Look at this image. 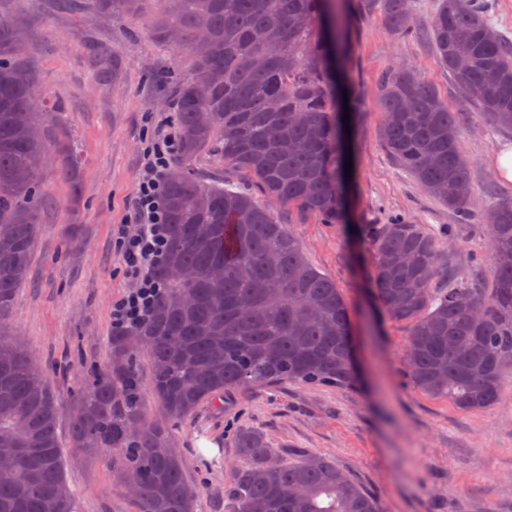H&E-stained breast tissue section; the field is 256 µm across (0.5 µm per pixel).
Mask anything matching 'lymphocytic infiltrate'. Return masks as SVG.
Listing matches in <instances>:
<instances>
[{
  "label": "lymphocytic infiltrate",
  "mask_w": 512,
  "mask_h": 512,
  "mask_svg": "<svg viewBox=\"0 0 512 512\" xmlns=\"http://www.w3.org/2000/svg\"><path fill=\"white\" fill-rule=\"evenodd\" d=\"M174 131L160 129L147 150L146 175L136 188L129 223L115 230L127 290L112 301V331L120 334L138 325L162 289L153 270L167 248L164 208L165 172L176 152Z\"/></svg>",
  "instance_id": "f902f5d3"
}]
</instances>
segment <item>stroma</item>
I'll use <instances>...</instances> for the list:
<instances>
[{
  "label": "stroma",
  "instance_id": "35a3bbf8",
  "mask_svg": "<svg viewBox=\"0 0 512 512\" xmlns=\"http://www.w3.org/2000/svg\"><path fill=\"white\" fill-rule=\"evenodd\" d=\"M417 2L415 38L389 27L382 0L347 4L346 61L337 78L339 110L350 115L346 223L323 224L285 207L276 212L308 262L347 301L358 383L232 390L174 423L196 512H233L228 476L240 463L241 430L262 432L288 462L324 455L382 512H512V376L499 400L480 410L464 411L413 388L401 357L408 327L384 316L373 292L372 252L359 232L363 224L406 217L440 246L445 272L438 286L452 274L489 285L488 264L473 261L489 250L485 236L459 223L381 144L377 79L404 67L418 70L461 120L474 209L512 202V182L493 161L512 145V130L493 126L450 80L427 34L434 0ZM0 15L26 33L25 63L54 124L68 129L80 167L75 185L63 178L59 160L42 171L41 222L13 319L58 398L61 457L79 512H134L118 460L71 448L70 432L79 392L111 358L112 300L127 288L112 230L129 216L155 127L169 122L175 57L151 40L148 15L111 11L97 0H82L75 11L57 9L53 0H0Z\"/></svg>",
  "mask_w": 512,
  "mask_h": 512
}]
</instances>
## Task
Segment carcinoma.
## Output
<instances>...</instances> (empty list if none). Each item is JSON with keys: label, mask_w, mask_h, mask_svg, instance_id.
Listing matches in <instances>:
<instances>
[{"label": "carcinoma", "mask_w": 512, "mask_h": 512, "mask_svg": "<svg viewBox=\"0 0 512 512\" xmlns=\"http://www.w3.org/2000/svg\"><path fill=\"white\" fill-rule=\"evenodd\" d=\"M409 0H383L390 25L413 37ZM149 26L188 63L174 84L179 141L166 177L168 248L155 275L163 291L149 316L112 336V361L78 398L72 447L120 460L135 512H195V492L168 429L147 399L178 421L232 389L282 383L351 386L350 316L336 284L311 266L275 208L326 224L346 218L341 121L333 92L344 61L345 0H157ZM489 0H437L429 21L437 58L456 86L500 128L512 129V39ZM25 40L0 19V512H78L63 474L59 409L45 370L20 347L11 314L26 280L50 149L41 95L24 64ZM261 56L262 65L253 63ZM208 94L200 98L196 81ZM384 148L462 221L481 222L491 288L456 278L434 286V238L404 217L361 225L387 317L409 326L405 374L419 391L464 410L500 397L512 371V203L471 206L470 160L455 113L414 70L378 81ZM202 153L247 174L249 185L208 182ZM271 254L276 263L267 261ZM178 264L188 277L173 281ZM224 268V276L211 270ZM139 336L151 338L143 346ZM151 377L143 383L138 361ZM241 465L230 476L236 512H379L377 500L326 457L288 463L254 430L236 435Z\"/></svg>", "instance_id": "carcinoma-1"}]
</instances>
